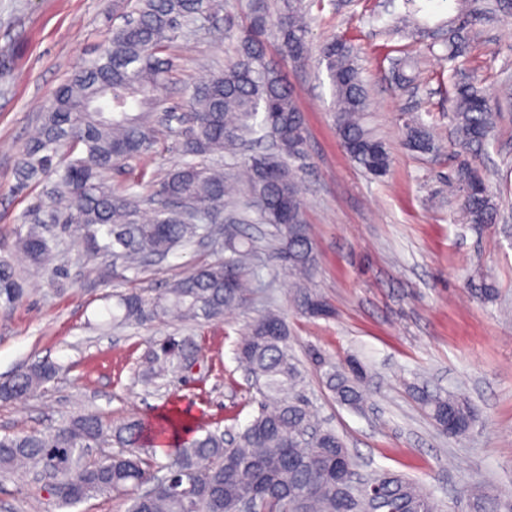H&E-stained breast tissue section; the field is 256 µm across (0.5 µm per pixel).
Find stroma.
Masks as SVG:
<instances>
[{
  "mask_svg": "<svg viewBox=\"0 0 512 512\" xmlns=\"http://www.w3.org/2000/svg\"><path fill=\"white\" fill-rule=\"evenodd\" d=\"M217 20L202 21L169 49L174 67L158 87L166 106L181 107L188 90L236 56L253 0H223ZM492 13L473 16L477 38L470 66L490 94L512 85V0H492ZM135 0H0V56L12 72L0 79V254L11 256L25 294L0 308V379L48 359L59 372L27 397L0 402V436L42 429L93 413L104 422L131 417L156 421L177 412L193 431L237 432L256 414V391L234 360V345L260 313L283 314L290 346L318 416L344 439L359 475L404 474L430 492L443 512H469L467 493L479 485L512 492V108L503 109L498 135L478 150L496 197L495 224L466 223L448 197L455 153L408 152L403 125L415 117L450 139L448 88L459 78L451 61L429 53L426 39L398 27L402 4L386 0H303L310 19L306 64L282 58L277 34L265 35L267 57L294 89L306 124L299 160L304 220L318 254L311 283L332 305L328 319L302 316L293 284L269 258L273 227L244 217V198L224 202V221L255 246L261 285L241 307L211 322H153L103 327L106 306L136 288L154 295L193 268L223 262L222 242H205L154 261L137 272L112 269L87 253L75 229L54 225L57 267L37 268L13 249L22 218L34 206L50 209L46 184H16L21 150L41 124L57 87L102 47L131 14ZM357 48L370 92L369 124L385 140L391 166L377 181L356 166L336 134L333 96L320 48L333 36ZM407 48L419 59L418 92L390 79V59ZM180 124L158 135L140 157L112 174L113 183H157L182 159ZM492 281L494 301L479 299L480 280ZM197 336L198 368L143 383L140 362L168 335ZM341 363L354 356L370 375L365 412L340 406L326 389L313 353ZM442 390L471 402L477 418L461 437L441 434L408 384ZM0 512H56L33 475H0Z\"/></svg>",
  "mask_w": 512,
  "mask_h": 512,
  "instance_id": "stroma-1",
  "label": "stroma"
}]
</instances>
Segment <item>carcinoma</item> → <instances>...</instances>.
<instances>
[{"instance_id": "carcinoma-1", "label": "carcinoma", "mask_w": 512, "mask_h": 512, "mask_svg": "<svg viewBox=\"0 0 512 512\" xmlns=\"http://www.w3.org/2000/svg\"><path fill=\"white\" fill-rule=\"evenodd\" d=\"M400 23L431 43L448 48L452 60L465 67L475 41L464 22L468 2L447 21L430 27L417 14L416 0H403ZM220 11L219 0H136L134 12L112 31L99 54L75 71L56 91L42 117L39 132L21 151L17 176L21 183L57 175L48 222L76 225L88 251L121 261L137 271L148 259L163 257L216 234L213 219L224 210L228 187L224 169L204 158L234 153L259 133L274 141L271 151H256L246 163L248 204L257 220L274 228L277 245L272 258L294 279V305L307 317L329 307L310 288L317 268L313 239L303 218V200L292 161L304 156V118L294 90L279 69L267 60L263 37L275 26L282 57L305 59L309 25L301 0H281L275 20L258 8L239 39L236 59L197 86L178 114L162 106L155 90L173 68L164 56L177 34ZM334 95L336 133L346 153L365 172L388 174L390 157L384 140L364 122L369 95L361 76L358 53L342 37L321 48ZM394 80L403 87L415 79L417 59L406 50L393 58ZM450 147L482 148L494 137L497 113L479 85L478 75L453 83ZM188 122L182 143L185 160L176 165L151 195L165 200L146 222L141 218L142 196L112 183L120 164L145 151L156 138L154 115ZM403 144L411 152L438 155L442 140L417 119L403 126ZM448 194L458 198L470 224H493L498 208L475 163L463 158L448 179ZM288 200V223H280L278 203ZM41 208L23 217L26 232L16 247L35 266L52 260V237L45 234ZM229 257L221 264L192 270L163 292L149 297L138 292L116 296L106 323L129 326L178 320L214 321L247 300L260 283L252 265L254 246L249 237L224 239ZM24 295L12 260L0 256V306L9 307ZM285 318L274 311L256 317L236 348L239 367L257 380L260 410L240 431L225 436L207 430L176 439L181 419L153 424L131 418L104 424L92 414H80L59 424L22 435L0 437V474L18 468L56 470L57 487L50 494L59 509L75 508L103 494L126 496V512H239L250 499L255 512H440L438 501L411 478L384 472L370 478L377 485L363 494L346 496L336 482V470L353 467L343 438L322 423L303 394L304 376L288 346ZM201 347L193 336L170 338L149 351L142 377L150 383L179 366L199 359ZM327 389L342 406L363 411L369 403V377L353 361L336 366L315 357ZM55 363L37 360L16 375L0 381V399L29 395L51 381ZM418 399L439 432L442 418L454 419L459 435L475 417L467 401L426 388ZM104 442L121 448L110 459L92 460L88 449ZM167 447L168 461L157 463L145 449ZM470 512H512V495L472 494Z\"/></svg>"}]
</instances>
